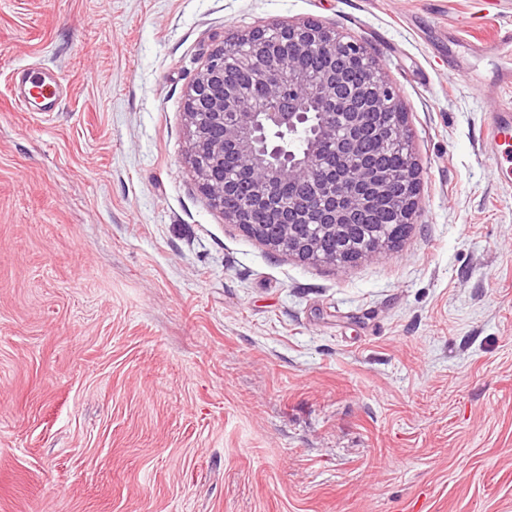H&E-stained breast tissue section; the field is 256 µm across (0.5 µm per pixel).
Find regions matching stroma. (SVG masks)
I'll return each instance as SVG.
<instances>
[{"instance_id":"35a3bbf8","label":"stroma","mask_w":512,"mask_h":512,"mask_svg":"<svg viewBox=\"0 0 512 512\" xmlns=\"http://www.w3.org/2000/svg\"><path fill=\"white\" fill-rule=\"evenodd\" d=\"M364 43L408 114L394 250L225 223L187 91L237 32ZM512 0H0V512H512V186L483 144ZM457 63L464 76L448 73ZM50 67L56 112L21 110ZM63 92V84L51 70L27 69L16 73L14 101L23 111L55 112Z\"/></svg>"}]
</instances>
